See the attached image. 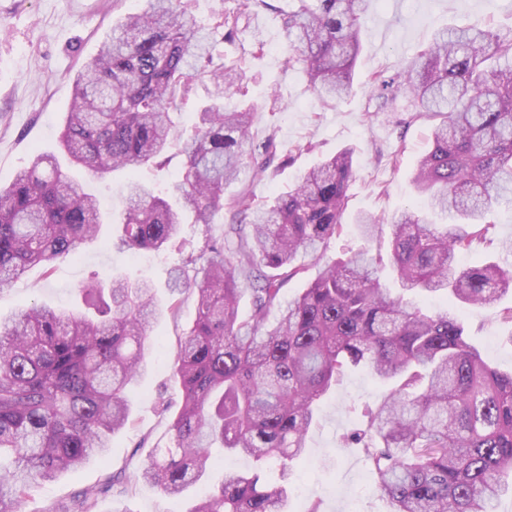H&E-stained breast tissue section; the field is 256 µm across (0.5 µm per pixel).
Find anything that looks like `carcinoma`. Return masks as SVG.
I'll use <instances>...</instances> for the list:
<instances>
[{"instance_id": "carcinoma-1", "label": "carcinoma", "mask_w": 512, "mask_h": 512, "mask_svg": "<svg viewBox=\"0 0 512 512\" xmlns=\"http://www.w3.org/2000/svg\"><path fill=\"white\" fill-rule=\"evenodd\" d=\"M370 0H291L281 12L285 63L298 66L327 103L349 91ZM138 11L112 28L77 78L59 138L71 162L103 179L127 169L162 167L172 149L182 164L170 195L138 178L128 183L118 235L99 239L98 199L37 152L11 186L0 188V286L31 267L100 242L117 251L163 252L183 224L209 232L228 210L232 255L205 239L177 266L169 302L127 275L98 276L81 288L94 315L63 314L34 303L0 321V512H18L33 485L107 455L129 422V398L152 350L150 327L198 296L194 321L171 365L178 386L167 443L153 449L140 478L171 496L200 481L214 463L211 448L253 458L254 469L224 475L188 512H285L289 464L304 454L319 402L350 367L363 365L378 382H397L361 415L353 442L377 477L392 512H495L512 491V372L486 364L451 309L428 314L383 288L382 256L325 255L340 235L353 178L351 148L302 172L295 185L259 205L242 191L224 199L244 159L262 176L278 150L274 136L253 140L254 108L228 107L245 79L240 61L204 43L206 27L181 0H139ZM267 0H234L214 30L233 39ZM512 30L453 27L440 31L395 78H383L380 99L406 93L417 111L440 119L432 147L417 163L414 183L426 209L385 220L359 214L369 241L391 229L390 256L403 288L445 291L471 307H491L512 291V271L491 262L457 267L456 254L489 241L483 224L492 207L512 206ZM210 85L189 133L172 119L195 85ZM447 215L440 226L428 212ZM317 274L293 300L281 291L306 267ZM249 280L251 313L240 315ZM121 483L113 474L58 512H94L98 496Z\"/></svg>"}]
</instances>
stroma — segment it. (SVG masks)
Segmentation results:
<instances>
[{
	"label": "stroma",
	"mask_w": 512,
	"mask_h": 512,
	"mask_svg": "<svg viewBox=\"0 0 512 512\" xmlns=\"http://www.w3.org/2000/svg\"><path fill=\"white\" fill-rule=\"evenodd\" d=\"M137 7L135 0H0V186L8 187L34 151L55 152L73 95V82L99 51L118 24ZM479 24L512 29V0H371L363 19V43L354 69L351 91L335 103L323 104L310 89L304 72L284 64L287 43L277 13L258 9L250 33L236 42L217 43L226 58L242 59L247 78L238 102L255 105V140L275 134L281 152H294L292 165L273 159L263 177L244 165L227 195L252 192L256 203L287 190L297 175L338 151L351 148L354 179L347 191L343 232L333 240L328 257L349 249L369 248L354 224L357 214L388 217L418 206L412 181L419 157L431 146L436 117L417 111L412 98L398 94L388 101L371 91L374 75L397 76L435 35L449 26ZM312 143L309 152L297 145ZM494 227L490 246L459 255L464 266L496 260L512 267V252L501 242H512V209L499 206L484 218ZM176 254L119 253L92 244L78 257L56 260L51 270L35 266L11 285L0 288V318L39 302L74 313L85 312L80 286L92 275L119 272L148 280L159 303H166V282ZM414 304L434 310L453 308L483 360L503 372L512 371V323L502 318L512 307V293L497 306L473 308L451 303L448 297L413 296ZM196 297L185 293L178 312L166 314L151 329L160 345L149 355V369L133 394L132 422L114 437L105 458L57 479L34 485L20 504V512H55L86 490L98 489L110 474L122 473L128 486L120 498L100 497L99 512H187L192 501L208 493L224 471L251 467L250 459L225 457L207 478L192 485L182 497H170L142 482L138 472L152 448L164 445L170 423L160 407L174 390L169 367L180 338L196 316ZM383 388L364 368L348 370L320 404L308 437L306 453L288 474V512H306L311 503L322 512H391L389 501L377 490L376 479L361 449L346 445L345 437L360 428L358 409L374 403Z\"/></svg>",
	"instance_id": "35a3bbf8"
}]
</instances>
